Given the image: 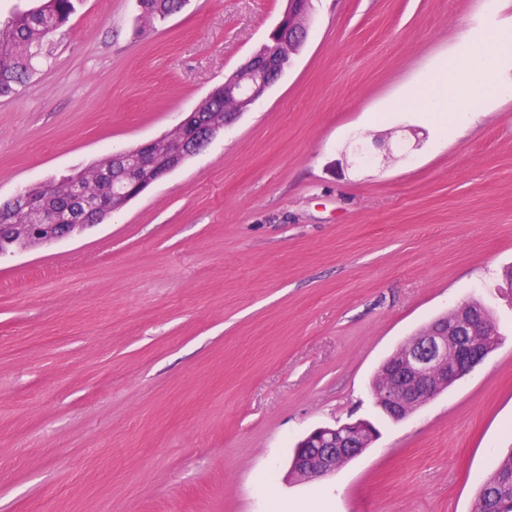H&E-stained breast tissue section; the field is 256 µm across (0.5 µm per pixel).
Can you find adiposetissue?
<instances>
[{
  "label": "adipose tissue",
  "instance_id": "ef3b65f1",
  "mask_svg": "<svg viewBox=\"0 0 512 512\" xmlns=\"http://www.w3.org/2000/svg\"><path fill=\"white\" fill-rule=\"evenodd\" d=\"M512 52V32L485 30L469 37L459 51L435 67L426 79L399 99L398 112L424 111L435 115L441 130H453L456 113L470 102L501 94L496 80L498 61Z\"/></svg>",
  "mask_w": 512,
  "mask_h": 512
}]
</instances>
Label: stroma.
<instances>
[{
    "label": "stroma",
    "mask_w": 512,
    "mask_h": 512,
    "mask_svg": "<svg viewBox=\"0 0 512 512\" xmlns=\"http://www.w3.org/2000/svg\"><path fill=\"white\" fill-rule=\"evenodd\" d=\"M286 0H77L0 98V202L172 131ZM512 0H313L308 37L234 126L102 223L0 259V512H472L512 448V55L505 94L438 135L388 113ZM389 145L367 160L356 139ZM467 302L498 347L407 418L380 365ZM379 437L289 477L311 430ZM143 16L149 20H164L179 12L184 0H139Z\"/></svg>",
    "instance_id": "stroma-1"
}]
</instances>
